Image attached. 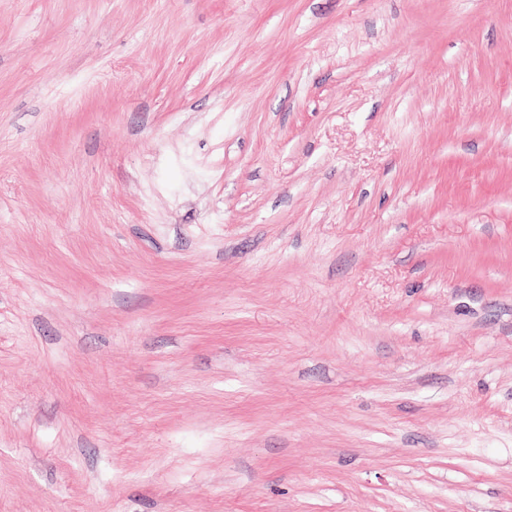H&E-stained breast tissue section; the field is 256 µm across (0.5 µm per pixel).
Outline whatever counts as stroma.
Here are the masks:
<instances>
[{"label": "stroma", "instance_id": "1", "mask_svg": "<svg viewBox=\"0 0 512 512\" xmlns=\"http://www.w3.org/2000/svg\"><path fill=\"white\" fill-rule=\"evenodd\" d=\"M0 512H512V0H0Z\"/></svg>", "mask_w": 512, "mask_h": 512}]
</instances>
